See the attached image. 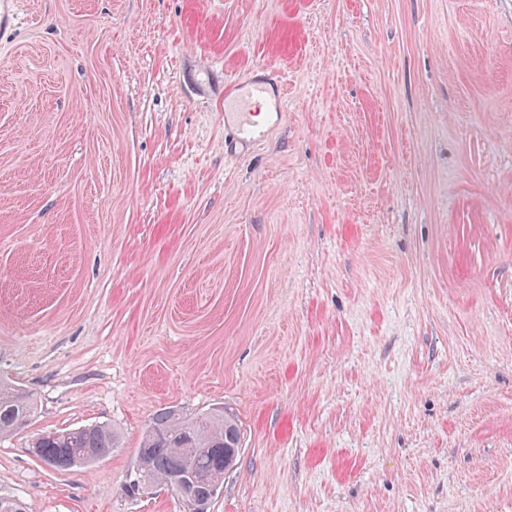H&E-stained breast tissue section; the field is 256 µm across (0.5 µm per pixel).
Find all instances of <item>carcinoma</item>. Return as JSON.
<instances>
[{
  "mask_svg": "<svg viewBox=\"0 0 512 512\" xmlns=\"http://www.w3.org/2000/svg\"><path fill=\"white\" fill-rule=\"evenodd\" d=\"M35 409L33 395L0 381V437L23 427ZM240 443L235 417L222 408L194 415L164 408L147 427L138 468L154 483L171 484L194 470L207 474L209 480L194 484V495L183 499L184 512H198V501L209 496L208 481H224L227 451ZM114 447L116 435L106 425L42 433L32 441L35 456L55 468L90 464Z\"/></svg>",
  "mask_w": 512,
  "mask_h": 512,
  "instance_id": "obj_1",
  "label": "carcinoma"
}]
</instances>
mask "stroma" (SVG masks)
Returning a JSON list of instances; mask_svg holds the SVG:
<instances>
[{
	"instance_id": "stroma-1",
	"label": "stroma",
	"mask_w": 512,
	"mask_h": 512,
	"mask_svg": "<svg viewBox=\"0 0 512 512\" xmlns=\"http://www.w3.org/2000/svg\"><path fill=\"white\" fill-rule=\"evenodd\" d=\"M0 40V438L27 512L126 485L222 408L209 512H512V0H21ZM284 75L260 145L231 81ZM106 424L87 466L38 434ZM232 104L235 105L237 110L239 112H225V113H234L238 116V125H237V132H238V138L240 140L241 144H250L257 140H259L265 133V131L257 130L254 128V126L251 124L249 120V112L248 110V104L247 101L240 98L235 97L232 99ZM35 409L32 394L0 381V437L23 427ZM240 443L235 417L222 408L194 415L164 408L147 427L137 468L154 483L173 484L175 478L183 477L175 484L181 492H189L194 478L185 476L193 470L202 471L211 482L222 484L228 448H236L229 470L236 464ZM196 448H204V452L199 453Z\"/></svg>"
}]
</instances>
